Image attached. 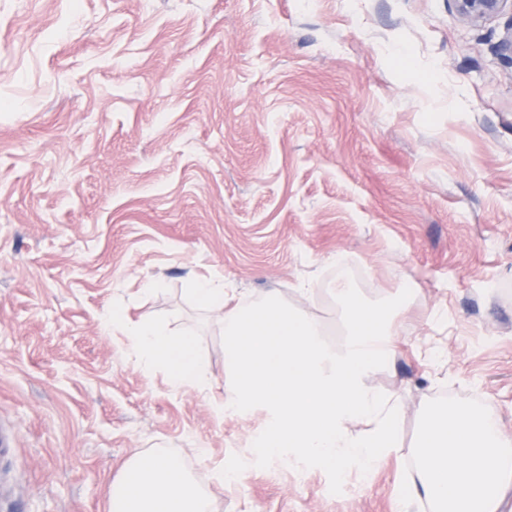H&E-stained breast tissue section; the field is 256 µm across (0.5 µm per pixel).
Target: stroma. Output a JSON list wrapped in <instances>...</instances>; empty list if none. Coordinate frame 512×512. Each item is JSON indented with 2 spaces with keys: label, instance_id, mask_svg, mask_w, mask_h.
I'll return each instance as SVG.
<instances>
[{
  "label": "stroma",
  "instance_id": "35a3bbf8",
  "mask_svg": "<svg viewBox=\"0 0 512 512\" xmlns=\"http://www.w3.org/2000/svg\"><path fill=\"white\" fill-rule=\"evenodd\" d=\"M511 26L452 0H0V512H105L136 453L178 459L214 512H397L428 400L477 399L512 436ZM338 256L366 298L415 290L371 379L401 398L402 452L344 494L254 466L259 416L217 417L103 329L121 305L191 333L220 383L187 283L333 326Z\"/></svg>",
  "mask_w": 512,
  "mask_h": 512
}]
</instances>
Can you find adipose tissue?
Segmentation results:
<instances>
[{"instance_id":"ef3b65f1","label":"adipose tissue","mask_w":512,"mask_h":512,"mask_svg":"<svg viewBox=\"0 0 512 512\" xmlns=\"http://www.w3.org/2000/svg\"><path fill=\"white\" fill-rule=\"evenodd\" d=\"M113 330L131 341L138 367L147 374L163 371L171 387L205 389L212 381L197 343L188 333H173L160 322L132 321L123 309L107 317ZM106 512H212L209 497L175 458L136 454L111 485Z\"/></svg>"}]
</instances>
